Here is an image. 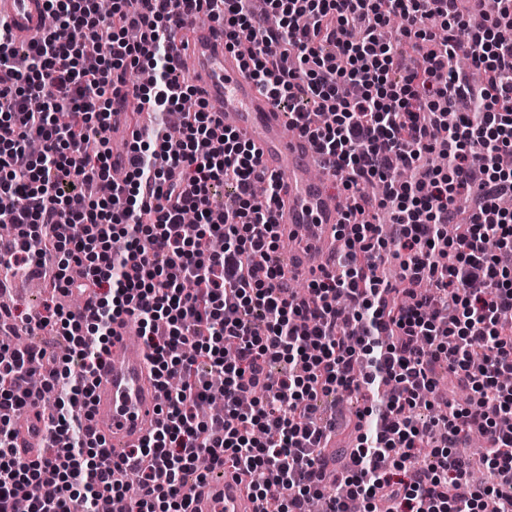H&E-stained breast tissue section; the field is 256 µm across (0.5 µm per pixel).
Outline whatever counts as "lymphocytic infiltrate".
Returning a JSON list of instances; mask_svg holds the SVG:
<instances>
[{"instance_id": "lymphocytic-infiltrate-1", "label": "lymphocytic infiltrate", "mask_w": 512, "mask_h": 512, "mask_svg": "<svg viewBox=\"0 0 512 512\" xmlns=\"http://www.w3.org/2000/svg\"><path fill=\"white\" fill-rule=\"evenodd\" d=\"M46 0L57 19L14 40L0 24V267L54 286L81 314L47 303L38 315L0 307V322H54L64 354L0 340V512H194L208 470L241 475L264 512H512V0ZM248 40L244 67L290 124L315 139L351 201L336 234L346 249L308 281L283 284L273 208L285 188L250 142L205 107L178 142L165 128L136 137L117 164L107 134L114 97L133 89L158 117L195 97L171 45L184 15ZM151 71L147 84L129 73ZM411 169L406 182L393 169ZM381 180V196L363 188ZM234 188L231 204L212 202ZM468 208H459V200ZM390 215L382 234L377 209ZM194 213V227L184 222ZM460 237L444 235L447 225ZM400 261L391 282L385 254ZM132 317L163 391V419L121 460L84 407L112 354V325ZM282 363L279 374L267 370ZM469 392L466 404L419 422L440 401L433 376ZM224 378V417L210 418L209 377ZM38 377L56 397L41 456L15 446L13 418ZM373 393L357 411L345 461L327 475L333 427L319 396ZM481 435L490 480L472 483L458 456ZM282 490L269 499L270 486Z\"/></svg>"}]
</instances>
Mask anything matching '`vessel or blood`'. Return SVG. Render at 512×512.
Returning a JSON list of instances; mask_svg holds the SVG:
<instances>
[{
	"mask_svg": "<svg viewBox=\"0 0 512 512\" xmlns=\"http://www.w3.org/2000/svg\"><path fill=\"white\" fill-rule=\"evenodd\" d=\"M45 0H0V18L15 35L30 39L41 34L46 20ZM192 36L176 40L174 53L207 109L257 149L263 168L282 175L287 183L274 216L285 236L293 237V254L284 267L286 279L309 278L334 256L336 226L343 209L331 187L332 169L323 165L311 139L287 135L283 114L261 94L243 70L238 52L229 50L224 30L216 24L190 21ZM136 324L119 318L113 325L111 359L96 374L93 394L95 418L104 419L100 433L107 443L134 447L151 435L160 420L162 396L151 374L147 352L131 335ZM23 445L41 448L44 405L33 400L17 415ZM202 512H210L213 497L224 500L223 512H258L259 504L233 476L199 490Z\"/></svg>",
	"mask_w": 512,
	"mask_h": 512,
	"instance_id": "1",
	"label": "vessel or blood"
}]
</instances>
